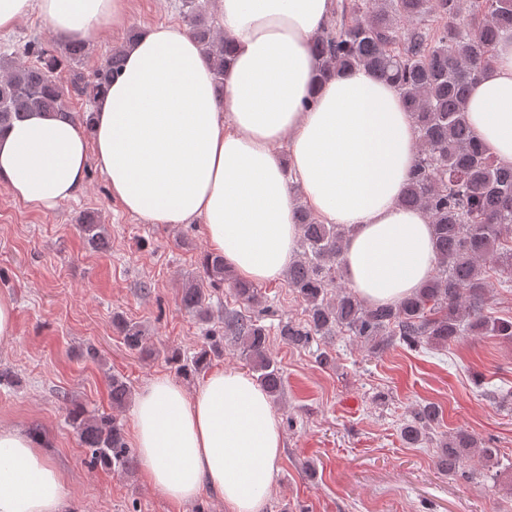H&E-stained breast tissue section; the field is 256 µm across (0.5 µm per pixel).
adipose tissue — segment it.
Returning <instances> with one entry per match:
<instances>
[{
    "instance_id": "obj_1",
    "label": "adipose tissue",
    "mask_w": 512,
    "mask_h": 512,
    "mask_svg": "<svg viewBox=\"0 0 512 512\" xmlns=\"http://www.w3.org/2000/svg\"><path fill=\"white\" fill-rule=\"evenodd\" d=\"M233 44L216 99L209 61L185 28L159 25L126 52L94 101L91 132L34 113L0 132V185L52 207L82 191L96 157L112 196L154 224L201 221L209 248L241 278L279 280L298 242L289 176L326 224H346L342 262L367 304L415 293L435 266L432 227L400 205L417 133L394 85L359 68L322 82L311 50L333 0H216ZM39 12L62 41L123 26L126 0H0V33ZM467 115L499 162L512 164V30L472 85ZM287 154H280V146ZM148 483L189 503L203 492L227 512H265L283 450L280 419L245 373L211 372L194 390L160 376L134 403ZM61 472L27 431L0 427V512H65Z\"/></svg>"
}]
</instances>
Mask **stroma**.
Listing matches in <instances>:
<instances>
[{"label": "stroma", "instance_id": "stroma-1", "mask_svg": "<svg viewBox=\"0 0 512 512\" xmlns=\"http://www.w3.org/2000/svg\"><path fill=\"white\" fill-rule=\"evenodd\" d=\"M181 0H127L126 22L104 25L86 56L57 75L90 76L130 30L179 23ZM40 42L59 47L46 20L33 12L0 36V52ZM98 214L108 247H87L82 213ZM201 222L152 224L112 198L97 163H90L77 199L36 207L0 186V295L15 304L13 336L0 340V426L21 427L44 440L69 492L67 512H227L210 494L181 504L156 494L141 465L129 470L92 462L69 421L72 409L114 413L126 439L134 437L132 407L113 410L112 377L132 392L159 375L186 389L207 371L250 372L237 344L207 370L179 377L169 357H190L209 332H223L230 314L258 317L269 332L268 354L284 378L275 401L284 448L266 512H512V404L494 395L512 391V340L465 336L447 349H411L395 343L368 352L353 337H316L310 347L289 345L279 328L306 318V304L287 280L260 284L247 304L228 288L210 290L209 321L180 306L182 286L199 276L207 252ZM138 322L147 347L129 349L112 325L114 315ZM96 357H89L88 349ZM327 352L331 367L317 356ZM442 411L440 434L465 431L498 451L487 480L439 473L436 445L404 443L400 429L414 409Z\"/></svg>", "mask_w": 512, "mask_h": 512}]
</instances>
